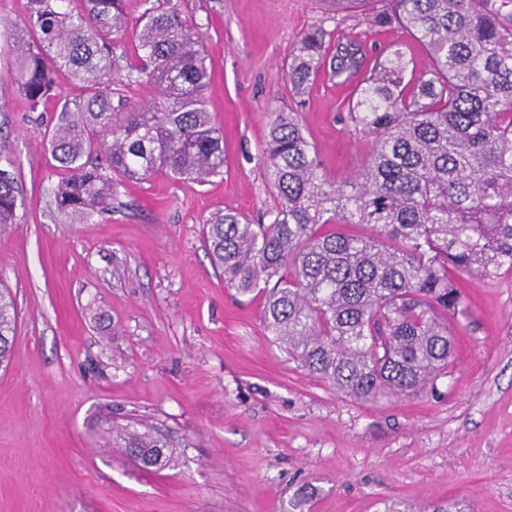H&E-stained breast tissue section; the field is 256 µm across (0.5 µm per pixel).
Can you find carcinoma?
I'll return each instance as SVG.
<instances>
[{
    "instance_id": "1",
    "label": "carcinoma",
    "mask_w": 512,
    "mask_h": 512,
    "mask_svg": "<svg viewBox=\"0 0 512 512\" xmlns=\"http://www.w3.org/2000/svg\"><path fill=\"white\" fill-rule=\"evenodd\" d=\"M149 4L135 23L136 62L120 64L124 0H31L14 25V80L37 110L65 74L82 89L64 100L46 151L61 174L50 193L73 224L109 210L118 179L164 174L203 185L224 174V133L203 89L210 78L198 24L173 0ZM373 14L426 49L429 68L406 78L401 52L379 62L345 116L371 137L369 159L349 179L324 173L292 112H274L262 151L275 206L269 223L226 209L203 226L224 287L260 299L261 320L288 359L360 402L412 396L448 374V316L464 311L458 279L512 272V13L492 0H382ZM331 32L303 34L286 63L303 96L324 68L344 81L360 67L347 45L328 55ZM145 87L150 96L126 110ZM19 190L0 167V229ZM365 224L366 233L347 230ZM17 328L0 288V367ZM112 447L168 467L160 435L112 428Z\"/></svg>"
}]
</instances>
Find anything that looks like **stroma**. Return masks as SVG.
I'll return each instance as SVG.
<instances>
[{
	"label": "stroma",
	"mask_w": 512,
	"mask_h": 512,
	"mask_svg": "<svg viewBox=\"0 0 512 512\" xmlns=\"http://www.w3.org/2000/svg\"><path fill=\"white\" fill-rule=\"evenodd\" d=\"M208 51L209 109L227 165L206 185L121 181L111 213L70 223L45 151L62 98L38 111L13 79L11 29L28 0H0V146L21 194L0 231V285L18 312L0 367V512H512V275L466 277L454 362L435 388L354 402L289 360L259 304L216 275L201 236L214 213L274 206L261 160L271 113H297L324 172L350 178L373 149L343 121L351 89L319 76L305 99L283 65L317 25L367 64L427 55L404 30L326 0H177ZM167 438L174 466L113 447V427Z\"/></svg>",
	"instance_id": "stroma-1"
}]
</instances>
